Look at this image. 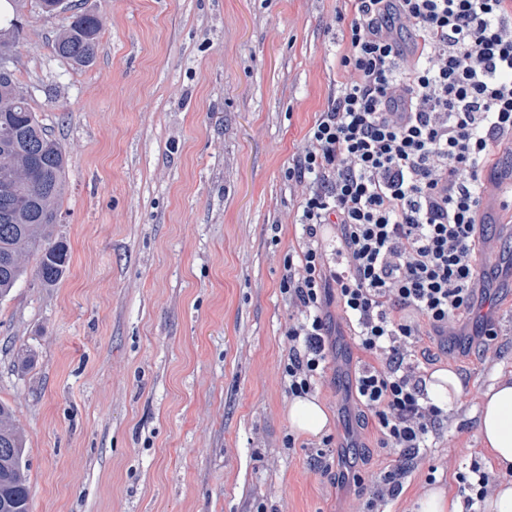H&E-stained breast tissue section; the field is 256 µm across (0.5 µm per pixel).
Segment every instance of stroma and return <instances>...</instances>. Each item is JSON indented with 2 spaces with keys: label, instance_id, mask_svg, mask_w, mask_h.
I'll list each match as a JSON object with an SVG mask.
<instances>
[{
  "label": "stroma",
  "instance_id": "stroma-1",
  "mask_svg": "<svg viewBox=\"0 0 512 512\" xmlns=\"http://www.w3.org/2000/svg\"><path fill=\"white\" fill-rule=\"evenodd\" d=\"M102 23L87 67L51 41L70 14L28 0L17 76L64 147L55 227L70 261L49 288L25 276L0 301V401L23 429L32 512H353L352 481L313 467L293 434L280 285L303 237L288 168L336 93L339 0H72ZM498 356L452 345L465 394L447 438L403 481L395 512L459 473L496 465L477 429L482 394L512 378V223L479 256ZM337 337L313 395L326 452L371 478L391 457L360 429Z\"/></svg>",
  "mask_w": 512,
  "mask_h": 512
}]
</instances>
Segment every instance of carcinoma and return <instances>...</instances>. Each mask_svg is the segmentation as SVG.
<instances>
[{
    "instance_id": "1",
    "label": "carcinoma",
    "mask_w": 512,
    "mask_h": 512,
    "mask_svg": "<svg viewBox=\"0 0 512 512\" xmlns=\"http://www.w3.org/2000/svg\"><path fill=\"white\" fill-rule=\"evenodd\" d=\"M102 26L90 13L73 16L51 42L52 52L71 65H86L96 54ZM66 154L44 128L16 66L0 70V299L27 274L28 257L37 256L40 284L63 275L69 252L54 238L66 191ZM29 174L13 180L10 171ZM0 512H31L24 438L9 406L0 403Z\"/></svg>"
}]
</instances>
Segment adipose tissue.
<instances>
[{"mask_svg": "<svg viewBox=\"0 0 512 512\" xmlns=\"http://www.w3.org/2000/svg\"><path fill=\"white\" fill-rule=\"evenodd\" d=\"M478 431L502 471H512V380L483 393Z\"/></svg>", "mask_w": 512, "mask_h": 512, "instance_id": "adipose-tissue-1", "label": "adipose tissue"}]
</instances>
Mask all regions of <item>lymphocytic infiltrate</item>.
I'll use <instances>...</instances> for the list:
<instances>
[{"mask_svg":"<svg viewBox=\"0 0 512 512\" xmlns=\"http://www.w3.org/2000/svg\"><path fill=\"white\" fill-rule=\"evenodd\" d=\"M339 90L288 169L304 183V240L285 260L288 394L325 372L337 303L361 352L351 390L396 459L361 483L362 512H386L436 446L447 410L426 392L421 335L447 349L475 306L485 173L512 145V0H342ZM416 42L400 68L403 29ZM335 233V253L319 242Z\"/></svg>","mask_w":512,"mask_h":512,"instance_id":"lymphocytic-infiltrate-1","label":"lymphocytic infiltrate"}]
</instances>
